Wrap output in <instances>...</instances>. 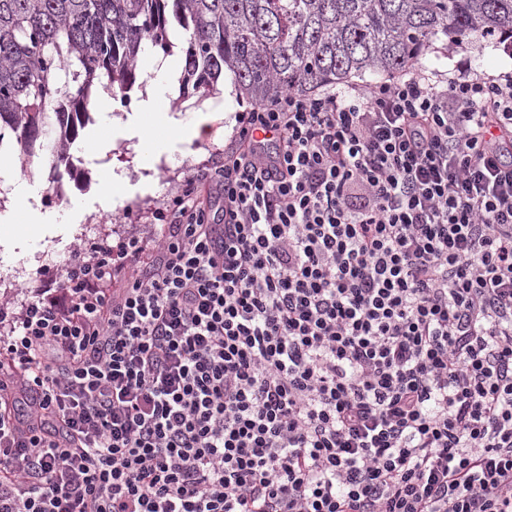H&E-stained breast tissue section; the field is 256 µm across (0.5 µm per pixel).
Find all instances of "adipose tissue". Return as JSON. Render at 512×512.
Instances as JSON below:
<instances>
[{
  "label": "adipose tissue",
  "instance_id": "ef3b65f1",
  "mask_svg": "<svg viewBox=\"0 0 512 512\" xmlns=\"http://www.w3.org/2000/svg\"><path fill=\"white\" fill-rule=\"evenodd\" d=\"M180 67L179 56L172 55L163 59L149 87L139 95L135 106L127 113L123 122V131L128 136H141L146 120H153L167 132L166 138H143L142 157L145 162H152L168 144H190L207 138L209 126L214 118L210 110L201 109L192 121L185 122L171 115L168 96L171 90V79ZM35 186L19 184L10 212L0 213L1 224H61L65 218L56 210H44L37 207Z\"/></svg>",
  "mask_w": 512,
  "mask_h": 512
}]
</instances>
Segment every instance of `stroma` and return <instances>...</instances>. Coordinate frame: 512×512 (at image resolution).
<instances>
[{"label": "stroma", "instance_id": "1", "mask_svg": "<svg viewBox=\"0 0 512 512\" xmlns=\"http://www.w3.org/2000/svg\"><path fill=\"white\" fill-rule=\"evenodd\" d=\"M163 58L161 50H146L139 63L141 75L128 96L112 92L111 111L92 112L93 127L108 139L109 145L106 152L91 153L88 132L80 130L63 172L61 194L52 193L51 166L39 158L33 159L27 169L17 168L0 175V212L11 205L16 183L29 180L38 184V201L43 209H69L78 215L73 223L52 224L44 232L28 224H16L11 227L9 237L0 240V308L19 312L22 301L52 289L56 273L85 255L102 238L157 237L160 228L152 222L153 213L176 194L188 174L223 153L240 113L251 106L250 100L241 96L228 78L218 81L213 91L187 97L181 88H174L170 98L171 112L186 119L193 118L195 111L204 106L223 103V117L211 125L208 139L177 146L147 168L141 163L138 139L118 135L120 120L134 106L138 94L146 91ZM463 66L490 75L512 73V44H490L475 38L464 48L447 51L438 41L415 65L414 71L429 77L451 76ZM107 174L124 179L133 195L104 210L95 198L94 189Z\"/></svg>", "mask_w": 512, "mask_h": 512}]
</instances>
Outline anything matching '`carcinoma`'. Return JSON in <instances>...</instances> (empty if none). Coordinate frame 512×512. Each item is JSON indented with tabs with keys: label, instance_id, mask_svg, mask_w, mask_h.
I'll use <instances>...</instances> for the list:
<instances>
[{
	"label": "carcinoma",
	"instance_id": "cac0c4a2",
	"mask_svg": "<svg viewBox=\"0 0 512 512\" xmlns=\"http://www.w3.org/2000/svg\"><path fill=\"white\" fill-rule=\"evenodd\" d=\"M187 33L184 87L229 73L257 104L365 74L392 78L446 37L512 39V0H0V128L25 162L44 148L58 169L89 120L92 91L126 93L146 45L170 51L168 14ZM68 67L71 78L59 83Z\"/></svg>",
	"mask_w": 512,
	"mask_h": 512
}]
</instances>
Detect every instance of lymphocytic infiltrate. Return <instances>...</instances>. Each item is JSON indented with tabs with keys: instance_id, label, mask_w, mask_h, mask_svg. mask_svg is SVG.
Listing matches in <instances>:
<instances>
[{
	"instance_id": "1",
	"label": "lymphocytic infiltrate",
	"mask_w": 512,
	"mask_h": 512,
	"mask_svg": "<svg viewBox=\"0 0 512 512\" xmlns=\"http://www.w3.org/2000/svg\"><path fill=\"white\" fill-rule=\"evenodd\" d=\"M153 218L0 310V512H512L511 76L285 90Z\"/></svg>"
}]
</instances>
